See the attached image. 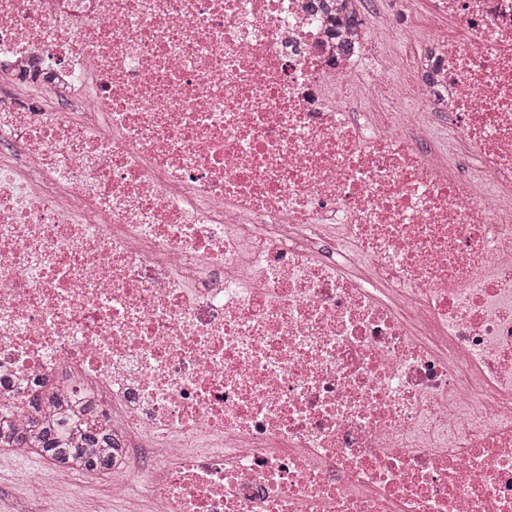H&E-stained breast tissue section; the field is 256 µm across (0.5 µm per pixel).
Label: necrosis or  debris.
<instances>
[{
    "instance_id": "4bbe7bcc",
    "label": "necrosis or debris",
    "mask_w": 512,
    "mask_h": 512,
    "mask_svg": "<svg viewBox=\"0 0 512 512\" xmlns=\"http://www.w3.org/2000/svg\"><path fill=\"white\" fill-rule=\"evenodd\" d=\"M435 2L378 130L348 0H0V374L122 512H512V0ZM418 7L410 20V34L406 42L399 45V49L408 56L412 51L421 49L438 33H447L463 37L464 31L448 16L435 11L430 0H418Z\"/></svg>"
}]
</instances>
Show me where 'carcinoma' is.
I'll list each match as a JSON object with an SVG mask.
<instances>
[{
  "label": "carcinoma",
  "mask_w": 512,
  "mask_h": 512,
  "mask_svg": "<svg viewBox=\"0 0 512 512\" xmlns=\"http://www.w3.org/2000/svg\"><path fill=\"white\" fill-rule=\"evenodd\" d=\"M88 426L58 420L47 408L20 428L14 406L0 403V448H32L34 453L72 473L112 472V430L96 419V407H84Z\"/></svg>",
  "instance_id": "1"
}]
</instances>
